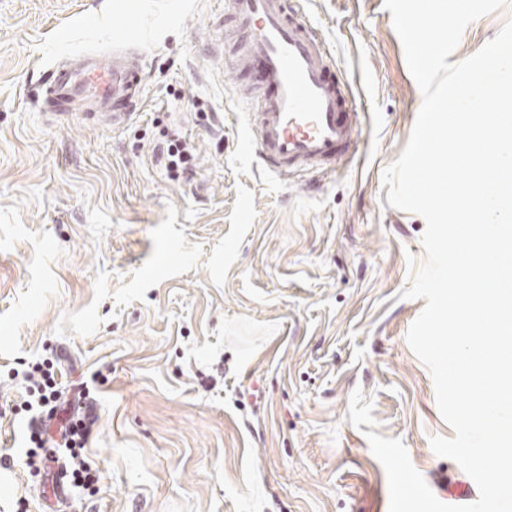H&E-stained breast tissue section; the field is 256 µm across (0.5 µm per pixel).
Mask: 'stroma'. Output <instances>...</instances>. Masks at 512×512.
Wrapping results in <instances>:
<instances>
[{
	"label": "stroma",
	"instance_id": "35a3bbf8",
	"mask_svg": "<svg viewBox=\"0 0 512 512\" xmlns=\"http://www.w3.org/2000/svg\"><path fill=\"white\" fill-rule=\"evenodd\" d=\"M225 0H0V512H389L386 474L350 422L373 403L431 490L471 477L406 334L401 298L425 221L383 170L423 96L383 0H286L322 39L360 114L357 153L283 179L244 134ZM512 20L463 32L450 62ZM143 69L115 125L61 116L49 75L116 46ZM188 144L170 172L158 146ZM95 380L94 490L46 492L25 464L29 365Z\"/></svg>",
	"mask_w": 512,
	"mask_h": 512
}]
</instances>
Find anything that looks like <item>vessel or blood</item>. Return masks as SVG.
Instances as JSON below:
<instances>
[{
    "label": "vessel or blood",
    "mask_w": 512,
    "mask_h": 512,
    "mask_svg": "<svg viewBox=\"0 0 512 512\" xmlns=\"http://www.w3.org/2000/svg\"><path fill=\"white\" fill-rule=\"evenodd\" d=\"M244 46L239 71L259 68V83H239L254 109L250 125L256 152L281 176L334 168L349 156L359 121L349 93L324 43L283 0H225ZM142 82L134 57L83 56L56 69L58 100H86L101 115L130 108Z\"/></svg>",
    "instance_id": "obj_1"
}]
</instances>
